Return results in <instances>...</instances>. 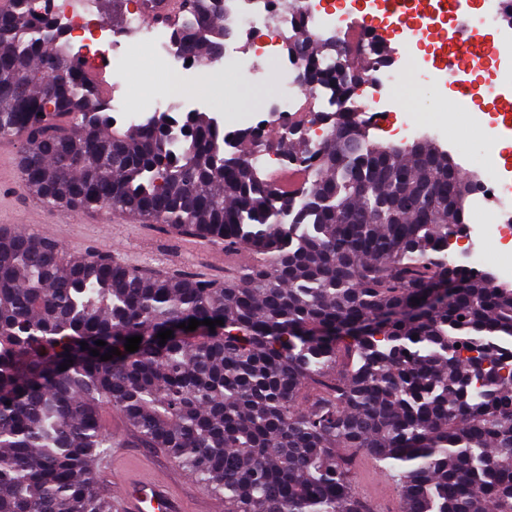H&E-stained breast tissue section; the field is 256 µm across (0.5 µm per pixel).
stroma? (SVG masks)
Instances as JSON below:
<instances>
[{"label": "stroma", "instance_id": "obj_1", "mask_svg": "<svg viewBox=\"0 0 512 512\" xmlns=\"http://www.w3.org/2000/svg\"><path fill=\"white\" fill-rule=\"evenodd\" d=\"M261 83L249 85L233 71H225L214 80L195 79L193 94L202 111L217 119L234 121L242 116L263 112L279 91L280 68L265 63ZM170 79L155 67L147 52L131 54L126 61L125 86L131 108H142L157 89L166 87ZM404 110L417 127L418 135L431 132L434 123L441 122L458 130L462 140L471 142L470 152L449 146L461 172L473 181H480L486 154L478 144L485 137L490 116L487 104L472 106L461 112L452 91L435 89L416 79L408 80L404 88ZM102 220L86 224L77 219H65L60 207L42 206L32 232L45 234L55 228L56 240L65 251L75 255L107 253L113 259L144 270L169 275L188 274L214 279L232 275L243 264L240 255L213 258L215 242L170 231L160 224L141 223L122 216L111 217L109 209H101ZM113 470L116 476L146 475L165 480L182 500L186 512H206L205 494L196 480L184 469L171 465L161 448L147 447L138 434L125 428L124 441L112 448Z\"/></svg>", "mask_w": 512, "mask_h": 512}]
</instances>
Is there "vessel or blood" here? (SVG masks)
Returning a JSON list of instances; mask_svg holds the SVG:
<instances>
[{"mask_svg": "<svg viewBox=\"0 0 512 512\" xmlns=\"http://www.w3.org/2000/svg\"><path fill=\"white\" fill-rule=\"evenodd\" d=\"M182 12V0H145L144 17L153 26L173 27ZM454 71L469 72L479 63L474 36L459 26L454 51L450 56ZM109 497L113 512H185L183 503L169 486L155 479L122 480Z\"/></svg>", "mask_w": 512, "mask_h": 512, "instance_id": "b4317fda", "label": "vessel or blood"}]
</instances>
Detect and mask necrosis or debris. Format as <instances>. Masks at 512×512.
<instances>
[{"label": "necrosis or debris", "mask_w": 512, "mask_h": 512, "mask_svg": "<svg viewBox=\"0 0 512 512\" xmlns=\"http://www.w3.org/2000/svg\"><path fill=\"white\" fill-rule=\"evenodd\" d=\"M502 0H487L482 11L471 17L470 23L480 38V69L512 56L508 44L490 42L489 36L497 30ZM58 17L68 32L65 42L59 44L60 52L73 56L87 65L90 76L102 87L114 117L128 125H137L142 115L126 109L121 93L124 79L123 64L129 44L119 41L111 25L95 10L94 0H58ZM408 15H424L428 23L442 33L439 44L426 42L417 32H410L403 42V60L400 68L382 64L370 69L372 83L380 91L366 105L360 106V115L378 120L403 109L401 88L404 73L416 71L420 80L446 85H458L459 79L448 68V59L454 41V21L448 13V0H406ZM238 24L253 28L257 39L246 48H228L218 65L224 70L236 71L245 82H257L261 75V61L278 60L297 29L303 28L314 35L331 34L337 37L344 49L343 59L347 69L354 70L370 58H376L381 47L376 29L360 30L359 39H352L353 30H359L353 5L335 10L323 5L322 0H301L293 13L279 11L273 0H263L253 12L238 17ZM135 44L146 49L154 62L170 76L172 90L156 94L149 104L150 111L166 109H195L197 99L186 79L190 71L185 59L179 54L172 35L164 30L145 28L139 30ZM298 66L281 71V88L265 117L248 115L243 117L242 129L260 128L282 124L301 112L308 99L332 102L334 85L318 84L302 86L298 81ZM493 161L482 176L483 191L474 198L473 208L483 214L482 224L470 227L467 232L466 256L482 253L488 245H495L499 255L500 272L512 276V182L507 173L512 172V147H499L490 142Z\"/></svg>", "instance_id": "4bbe7bcc"}]
</instances>
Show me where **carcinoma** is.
<instances>
[{"mask_svg": "<svg viewBox=\"0 0 512 512\" xmlns=\"http://www.w3.org/2000/svg\"><path fill=\"white\" fill-rule=\"evenodd\" d=\"M184 2L171 33L199 63L233 29L234 0ZM52 24L38 0L0 8V139L21 140L27 188L253 259L222 284L154 277L0 232V512H112L93 472L112 410L224 512H376L354 491L359 455L392 477L399 512H512V285L448 263L468 190L448 153L433 142L423 162L372 140L341 152L336 130L368 127L341 108L315 147L273 138L306 162L301 196L274 192L242 148L252 133L226 166L227 135L205 112L175 117L173 149L162 125L115 129L76 61L44 84ZM296 39L311 73L336 56L335 42ZM192 318L223 324L187 336Z\"/></svg>", "mask_w": 512, "mask_h": 512, "instance_id": "1", "label": "carcinoma"}]
</instances>
